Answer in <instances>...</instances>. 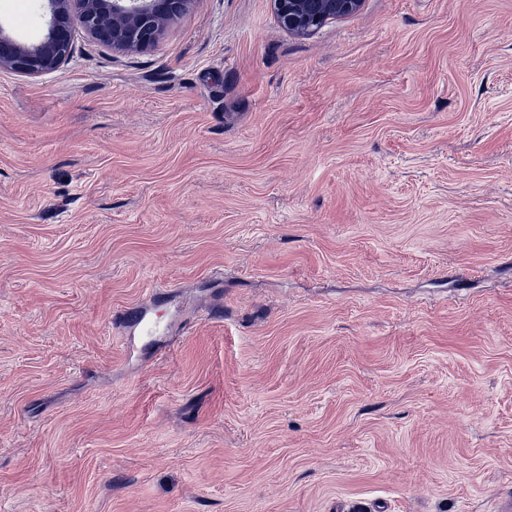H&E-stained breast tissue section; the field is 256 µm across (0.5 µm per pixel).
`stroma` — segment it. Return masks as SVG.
<instances>
[{
    "label": "stroma",
    "mask_w": 512,
    "mask_h": 512,
    "mask_svg": "<svg viewBox=\"0 0 512 512\" xmlns=\"http://www.w3.org/2000/svg\"><path fill=\"white\" fill-rule=\"evenodd\" d=\"M43 0H0L33 40ZM155 325L127 345L117 319ZM512 497V0L300 37L193 0L0 71V512Z\"/></svg>",
    "instance_id": "stroma-1"
}]
</instances>
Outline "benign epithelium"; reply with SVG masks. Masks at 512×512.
I'll use <instances>...</instances> for the list:
<instances>
[{"label":"benign epithelium","instance_id":"7a95c632","mask_svg":"<svg viewBox=\"0 0 512 512\" xmlns=\"http://www.w3.org/2000/svg\"><path fill=\"white\" fill-rule=\"evenodd\" d=\"M50 20L33 41L11 35L0 25V70L37 77L59 68L72 54L73 34L126 53L148 50L193 0H45ZM280 26L305 36L328 20L359 10L362 0H273Z\"/></svg>","mask_w":512,"mask_h":512}]
</instances>
